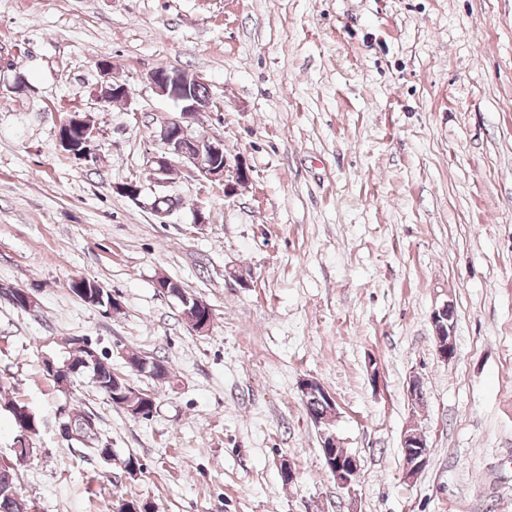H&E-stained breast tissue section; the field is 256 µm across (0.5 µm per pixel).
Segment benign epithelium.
<instances>
[{"label": "benign epithelium", "instance_id": "7a95c632", "mask_svg": "<svg viewBox=\"0 0 512 512\" xmlns=\"http://www.w3.org/2000/svg\"><path fill=\"white\" fill-rule=\"evenodd\" d=\"M153 87L162 95L167 96L180 107V116L170 118L163 122L157 132V139L161 143L160 152L151 157L153 165L154 186L164 188L169 185V175L174 170V160H180L183 169L197 180L218 183L224 186V192L232 190L233 182H242L248 178V171L241 162L232 166L224 154V141L214 140L207 135H192L186 125L188 120L210 111L208 104L200 105L196 102L197 96L188 83L180 81L178 71L166 66H159L148 74ZM121 99L129 97L126 85L114 82L112 89L100 86L97 98L102 105L111 103V97ZM100 135L99 127L87 116H80L74 112L61 125L58 143L70 149V155L77 159L89 160L92 158L94 144ZM195 142L196 149L189 151L185 142ZM116 190L140 204L145 194V187L135 181L126 182L116 186ZM0 297L7 298L16 307L25 310L36 308L34 295L22 288H3ZM184 305L192 306L195 312L190 326L197 332L203 331L208 323V314L211 313L209 305L199 297L184 294L180 296ZM434 342L439 356L451 361L456 356L454 343L455 317L451 302L446 301L435 309L432 317ZM52 377L67 385L80 373V367L72 365L68 360L57 364L48 359ZM298 389L303 403L313 401L319 403V411H310L308 416L320 428L322 459L325 468L332 475L336 484L348 491H353V484L359 472V462L356 456L348 453L346 449L339 448L336 435L330 430V425L336 417V399L320 382L314 378L300 380ZM402 447L411 449V454L404 457L406 477L413 479L426 466L430 450L424 435L418 431H405Z\"/></svg>", "mask_w": 512, "mask_h": 512}]
</instances>
